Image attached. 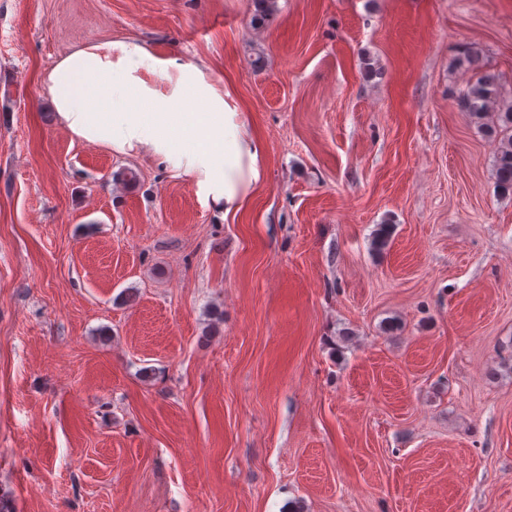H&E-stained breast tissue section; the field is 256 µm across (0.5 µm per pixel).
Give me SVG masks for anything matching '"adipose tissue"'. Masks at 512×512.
Wrapping results in <instances>:
<instances>
[{
  "instance_id": "ef3b65f1",
  "label": "adipose tissue",
  "mask_w": 512,
  "mask_h": 512,
  "mask_svg": "<svg viewBox=\"0 0 512 512\" xmlns=\"http://www.w3.org/2000/svg\"><path fill=\"white\" fill-rule=\"evenodd\" d=\"M44 85L75 137L171 165L224 214L242 210L265 179L263 145L233 87L218 86L200 64L111 41L66 54Z\"/></svg>"
}]
</instances>
